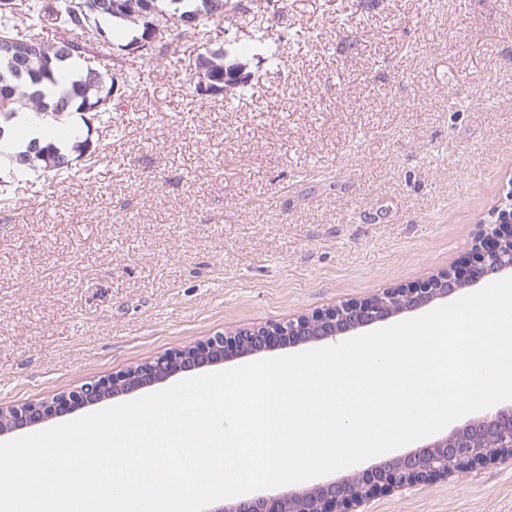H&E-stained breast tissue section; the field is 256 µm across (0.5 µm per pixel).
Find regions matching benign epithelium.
<instances>
[{
	"label": "benign epithelium",
	"instance_id": "7a95c632",
	"mask_svg": "<svg viewBox=\"0 0 512 512\" xmlns=\"http://www.w3.org/2000/svg\"><path fill=\"white\" fill-rule=\"evenodd\" d=\"M492 274L512 275V192L492 213L491 221L482 225L473 240L470 256L459 267L285 322L217 334L75 390L37 402L0 407V436L186 371L347 335L417 311L457 292L463 282L472 285ZM498 457H512L511 406L456 427L417 452L364 469L351 480L331 481L311 490L238 498L212 512H357L367 498L383 496L404 486L432 483L452 473L486 465Z\"/></svg>",
	"mask_w": 512,
	"mask_h": 512
}]
</instances>
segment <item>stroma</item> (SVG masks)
<instances>
[{
	"label": "stroma",
	"instance_id": "1",
	"mask_svg": "<svg viewBox=\"0 0 512 512\" xmlns=\"http://www.w3.org/2000/svg\"><path fill=\"white\" fill-rule=\"evenodd\" d=\"M271 2L232 108L152 68L0 204V406L427 278L512 190V0ZM358 512H512V458Z\"/></svg>",
	"mask_w": 512,
	"mask_h": 512
}]
</instances>
